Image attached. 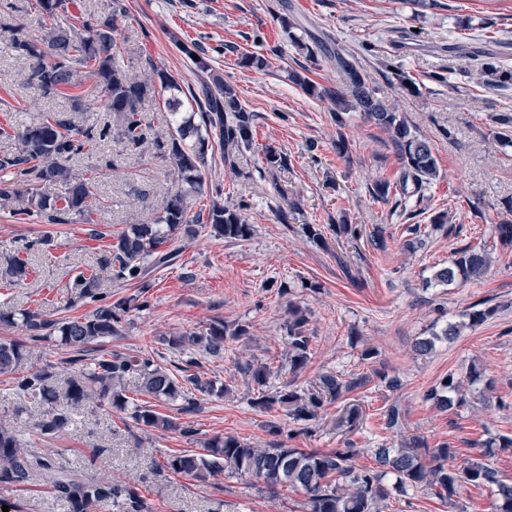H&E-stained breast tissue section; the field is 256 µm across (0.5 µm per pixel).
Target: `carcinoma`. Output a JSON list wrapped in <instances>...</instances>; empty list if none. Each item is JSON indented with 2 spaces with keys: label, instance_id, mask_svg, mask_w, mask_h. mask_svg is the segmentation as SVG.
Instances as JSON below:
<instances>
[{
  "label": "carcinoma",
  "instance_id": "1",
  "mask_svg": "<svg viewBox=\"0 0 512 512\" xmlns=\"http://www.w3.org/2000/svg\"><path fill=\"white\" fill-rule=\"evenodd\" d=\"M44 14L53 19L70 11L74 0H37ZM126 16L122 0H114L112 10L102 15H80V27L65 28L53 25L44 38L29 36L24 27L11 25V48L16 56L28 62L26 84L37 87L45 96L64 93L76 86V76L85 73L93 78L106 96L108 109L118 116L117 128L82 127L68 116L52 115L27 127L21 134V147L13 154L0 157V206L13 208V213L35 216L46 224H71L74 217H84L90 210L95 182L75 172L69 162L86 154L97 141L110 136L130 149L152 145L153 153L169 166L174 188L170 189L164 211L152 224H134L117 236V242L106 244L100 261V271L80 274L74 281L73 303H94L86 315L49 319L41 311L20 313L0 310V322L13 323L21 317L27 331V342H0V374L10 376L12 390L20 400H39L46 405L38 428L41 434L53 436L68 426L71 411L84 405L116 408L130 412L131 420L140 427L173 429L184 437H192L196 429L183 426L173 418L162 415L148 405L132 404L127 396L125 378L138 375L139 391L169 401L180 400L183 410L196 405L193 392L220 393L229 388L215 389L196 373L178 379L150 357H131L110 354L107 357L85 358L86 348L101 338L117 336L122 316L131 308L148 307L144 299L135 306L126 301L112 302V294L102 288V273L115 279L140 282L152 269L170 264L176 251L163 250V245L176 238L177 233L189 235L193 225L205 224L217 238L244 240L251 234V225L239 210L217 203L208 213L190 212L189 197L198 192L203 181L207 160L204 146L208 138L217 140L228 156L234 149L248 147L253 140L252 116L246 112L235 91L226 86L212 90L203 85L192 96L196 110L182 119L163 136H150V126L142 115L145 101L156 92L182 91L179 82L166 71L150 65L158 81H139L129 76L112 54L117 17ZM338 87L319 90L306 78L296 74L294 81L305 93L332 101L336 125L344 122V114L359 112L364 118L389 134L398 160L402 165L397 187L403 195H415L425 189L438 171L428 142L409 126L397 108L377 96L367 77L341 52H336ZM500 125L496 132L503 146L512 144V115L494 116ZM491 263L489 251L483 248H464L454 253L448 266L438 270L436 281L452 284L481 276ZM306 309L288 303L287 344L290 371L303 369L310 358V337L306 325ZM460 326L447 325L441 333L415 344L420 355L429 353L435 341L454 339ZM247 334L244 328L228 330L224 323L214 321L205 329L189 335L169 338L174 350L187 345L202 347L211 357H224L225 343ZM55 340L58 345L73 349V355L62 360L74 378L68 382L64 396H59L53 380L56 365L21 372L28 355V344ZM250 377L257 394L252 405L261 410L274 406L287 411L295 421L317 418L324 403L337 401L346 394L361 389L370 382L364 374L344 379L331 372L319 377L315 389L299 391L290 384L280 390H266L270 369L265 365L246 363L240 366ZM443 411L467 403L461 391V381L450 373L426 395ZM275 438L259 446L235 436L215 437L205 443L203 452L184 450L167 456L166 468L206 480L220 473L227 478L248 477L262 488L274 490L291 487L307 497L308 512H383L387 507L389 490L383 483L392 473L397 477L396 489L407 486L433 491L441 499H452L466 485H485L497 495V512H512V480L503 476L479 458L455 463L456 453L443 443L421 454L415 448H392L385 443L361 450L345 443L343 448L328 450L290 448L277 439L281 429L272 430ZM369 453L374 466L358 469L353 460L361 452ZM49 484L57 497L69 505V512H93L110 504L116 512H147L137 489L108 478L87 479L74 472L58 469L50 458L30 453L22 445L16 430L0 420V484L26 486L35 478Z\"/></svg>",
  "mask_w": 512,
  "mask_h": 512
}]
</instances>
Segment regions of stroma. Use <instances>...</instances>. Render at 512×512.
Masks as SVG:
<instances>
[{
	"mask_svg": "<svg viewBox=\"0 0 512 512\" xmlns=\"http://www.w3.org/2000/svg\"><path fill=\"white\" fill-rule=\"evenodd\" d=\"M114 37L115 59L130 75L146 79L149 64L176 77L182 88L224 83L235 89L253 116L252 146L225 162L217 143H209L204 184L191 199L194 209L218 199L242 206L252 233L226 241L199 229L178 237L175 265L155 270L144 284L112 281L113 299L147 297L146 309L126 314L120 335L93 345L92 356L143 355L174 370L181 353L166 337L204 329L215 320L228 329L245 328L223 358L196 352V371L225 396L202 395L195 414L181 413L180 402L140 394L128 379L138 404L151 406L178 423H193L187 440L174 430L137 426L128 413L108 407H81L56 436L35 427L42 404L27 402L21 418L7 377L0 376V418L13 426L30 452L52 458L56 466L87 478L107 476L136 486L149 512H305L303 492L280 488L269 493L248 478L217 476L205 482L171 473L168 455L200 450L216 436L235 435L253 443L269 441V424L289 432L288 446L307 450L342 447L351 441L361 454L354 464L372 466L368 448L387 443L404 448L448 443L458 460L487 453L489 463L512 479V448L484 451L486 440L512 437V247L500 244L495 228L512 224V147H500L492 115L512 113V82L493 87L477 66L512 71V0H123ZM37 0H0V156L16 152L20 133L42 118L67 108L65 97L43 96L24 83L27 63L10 49L9 24L24 25L42 38L45 21ZM198 44L210 67L198 69L180 44ZM316 58H308V49ZM342 52L366 75L379 97L396 103L412 130L429 142L439 175L422 194L385 202L372 194L375 181L397 182L401 164L389 137L358 113L345 126L332 118L333 105L294 84L306 72L317 87L337 82L332 55ZM264 57L256 69L246 56ZM417 84L400 88L393 71ZM345 152H337V140ZM285 159L270 164L267 152ZM73 169L95 171L97 197L88 220L43 224L37 218L0 209V304L12 310L44 312L49 318L77 317L91 305H71L75 275L99 267L103 242L131 225L160 215L171 179L150 146L129 151L112 140L96 143L76 158ZM447 213L456 235L434 229ZM319 229L318 238L303 225ZM49 244H40V237ZM383 239L376 248L374 239ZM491 250L493 262L479 279L436 285V270L456 250ZM26 264V277L14 281L10 259ZM286 283L279 293L278 283ZM498 309L454 340L437 341L433 351L414 353L417 340L460 322L478 302ZM308 311L311 358L301 372L288 366L286 320L289 303ZM378 351L362 359L354 338ZM254 361L269 367L268 390L291 383L313 385L331 372L371 375V383L325 406L311 423L289 419L281 408L264 412L251 405L252 386L239 370ZM483 370L485 383L467 393L465 406L438 410L425 394L448 373L465 376L470 366ZM399 377V390L386 389L375 375ZM362 417L339 434L336 418L350 405ZM398 407L404 425L386 427L384 413ZM489 488L463 487L452 501L408 489L392 493L386 512H495ZM9 512H69L42 480L23 489L0 487V505Z\"/></svg>",
	"mask_w": 512,
	"mask_h": 512,
	"instance_id": "obj_1",
	"label": "stroma"
}]
</instances>
